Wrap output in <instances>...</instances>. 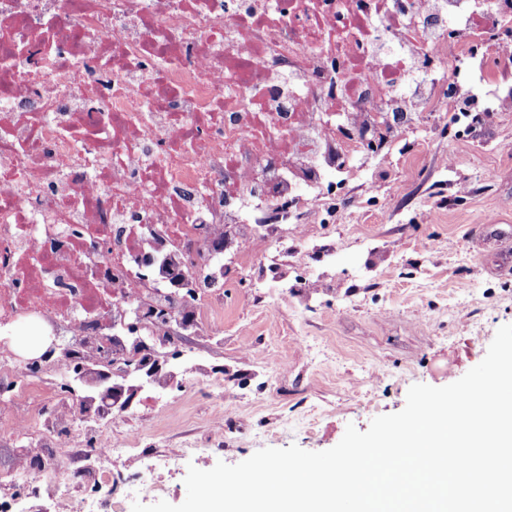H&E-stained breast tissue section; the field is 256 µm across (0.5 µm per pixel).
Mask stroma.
<instances>
[{"mask_svg": "<svg viewBox=\"0 0 512 512\" xmlns=\"http://www.w3.org/2000/svg\"><path fill=\"white\" fill-rule=\"evenodd\" d=\"M334 237L325 269L315 237L305 244L332 295L305 308L282 296L263 306L228 288L223 343L188 342L191 362L223 366L221 401L139 406L133 426L169 459L149 474L168 485L169 503L186 498L195 441L213 443V464L266 447L330 449L347 425L364 431L401 411L410 386L460 379L473 366L464 338L487 346L512 324V114L452 141L417 118L388 154L360 165Z\"/></svg>", "mask_w": 512, "mask_h": 512, "instance_id": "35a3bbf8", "label": "stroma"}]
</instances>
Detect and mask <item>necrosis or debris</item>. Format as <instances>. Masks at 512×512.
Returning <instances> with one entry per match:
<instances>
[{
  "mask_svg": "<svg viewBox=\"0 0 512 512\" xmlns=\"http://www.w3.org/2000/svg\"><path fill=\"white\" fill-rule=\"evenodd\" d=\"M0 0V330L56 340L26 364L0 342V512H125L160 498L129 408L82 376L160 400L223 384L183 373L184 343L224 324L225 253L307 304L306 214L329 236L354 161L414 117L449 137L460 74L512 68V0ZM140 322H133L130 308ZM69 454L72 469L57 475ZM123 459L114 469L113 459Z\"/></svg>",
  "mask_w": 512,
  "mask_h": 512,
  "instance_id": "necrosis-or-debris-1",
  "label": "necrosis or debris"
}]
</instances>
